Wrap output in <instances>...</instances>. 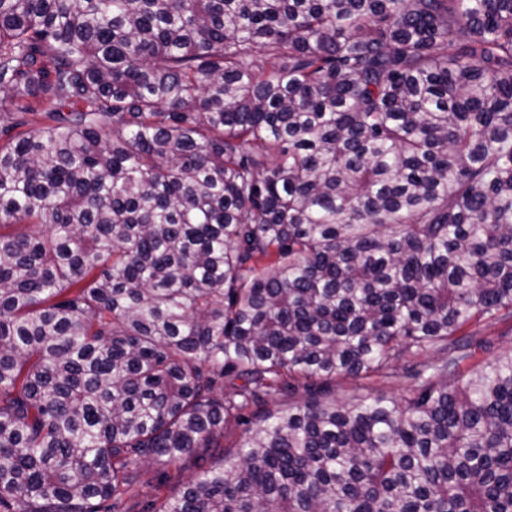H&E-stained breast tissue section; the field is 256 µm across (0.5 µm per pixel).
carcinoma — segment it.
I'll return each mask as SVG.
<instances>
[{"label":"carcinoma","instance_id":"cac0c4a2","mask_svg":"<svg viewBox=\"0 0 512 512\" xmlns=\"http://www.w3.org/2000/svg\"><path fill=\"white\" fill-rule=\"evenodd\" d=\"M6 104L0 512H121L249 409L146 512H512V349L459 374L512 316V0H0ZM466 332L475 333V336H485L490 340V344L475 347L472 358L461 365V374L465 377L474 368L493 360L512 347V317L506 319L485 317L473 322ZM407 386V380L400 377L374 378L359 382L349 377H340L325 386L327 398L344 401L359 396L397 398ZM145 470L144 480L147 484L141 488L139 496L128 501L126 507L130 512H143L148 501L160 500L179 492L197 471V460L195 456H187L177 462L161 458L149 464Z\"/></svg>","mask_w":512,"mask_h":512}]
</instances>
